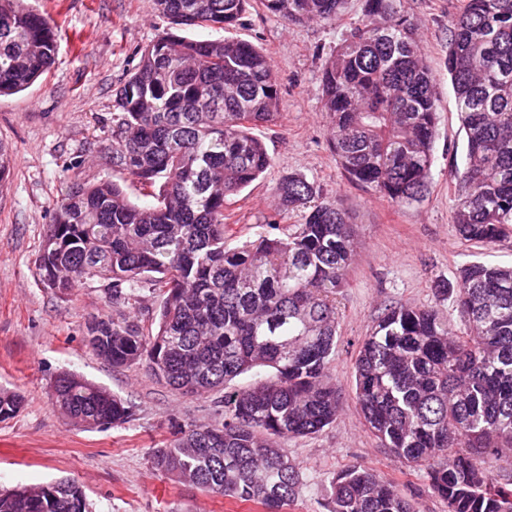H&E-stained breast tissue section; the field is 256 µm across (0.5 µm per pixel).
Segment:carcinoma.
I'll return each instance as SVG.
<instances>
[{
    "mask_svg": "<svg viewBox=\"0 0 512 512\" xmlns=\"http://www.w3.org/2000/svg\"><path fill=\"white\" fill-rule=\"evenodd\" d=\"M250 0H154L175 28L143 52L116 93L112 161L156 202L132 203L113 181L76 182L56 206L35 273L60 294L99 279L112 299L148 284L162 293L157 329L98 320L89 347L121 368L147 362L181 394L224 392L207 426H175L152 467L241 503L283 512L302 477L282 440L336 421L326 381L336 352V296L355 257L349 216L299 174L275 192L272 222L225 244L224 201L258 179L271 157L252 129L276 122L279 81L268 56L229 35ZM286 22L336 19L344 0H259ZM399 0H365L363 18L322 72L332 149L347 178L398 205L428 191L437 92ZM210 27L222 39L194 40ZM54 21L24 0H0V96L18 93L55 60ZM446 68L466 138L456 170L459 239L492 245L512 234V0H466L448 34ZM464 331L435 307L385 310L355 362V398L368 430L403 465L425 470L447 512H512V266L470 262L455 282ZM249 374L245 387L234 380ZM55 403L77 425L127 421L132 407L107 388L64 373ZM0 391V419L24 406ZM505 461L495 472L484 463ZM329 512H414L396 484L352 465L327 491ZM0 512H87L73 480L0 491Z\"/></svg>",
    "mask_w": 512,
    "mask_h": 512,
    "instance_id": "cac0c4a2",
    "label": "carcinoma"
}]
</instances>
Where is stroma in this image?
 <instances>
[{"label": "stroma", "mask_w": 512, "mask_h": 512, "mask_svg": "<svg viewBox=\"0 0 512 512\" xmlns=\"http://www.w3.org/2000/svg\"><path fill=\"white\" fill-rule=\"evenodd\" d=\"M364 3L345 0L333 22L286 24L251 0L234 35L268 55L279 79V116L255 131L272 162L260 179L228 198L226 243L235 246L274 219L301 223L300 212H277L274 188L291 173L337 198L355 228L356 256L337 296L336 354L329 366V379L341 392L340 409L335 423L321 432L284 441L303 477L285 512H327L332 477L354 464L397 484L416 512H446L424 472L402 465L367 429L354 396L355 359L392 305L438 306L449 324L460 328L455 301L437 299L436 285L454 282L469 261L511 264L512 238L492 246L463 242L453 224L455 175L465 140L445 61L448 26L465 0H400L417 25L438 92L424 198L411 205L391 203L350 182L337 164L329 145L331 118L321 105L322 71L361 18ZM35 5L56 23L55 61L26 90L0 97V145L14 159L0 182V389L26 398L18 414L0 421V489L68 478L82 486L88 512H264L150 466L153 449L170 439L172 423L203 426L218 419V393L179 395L158 383L145 364L112 367L87 344L89 326L101 318L154 331L159 292L145 287L117 304L107 282L87 280L61 296L35 274L56 204L74 181L112 180L136 204L151 203L152 188L112 164V113L116 90L170 23L153 0H36ZM64 372L122 397L132 417L107 428L74 426L53 397L54 382Z\"/></svg>", "instance_id": "1"}]
</instances>
